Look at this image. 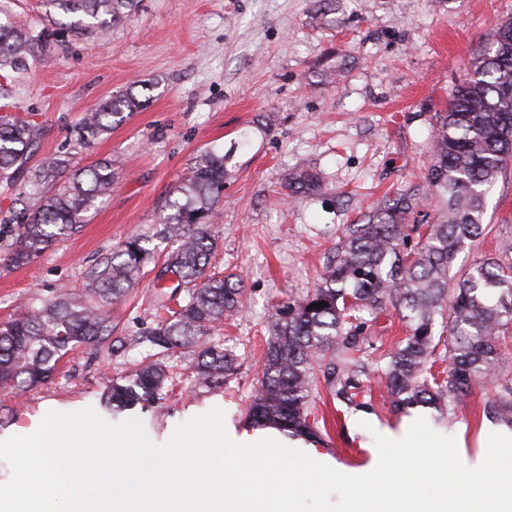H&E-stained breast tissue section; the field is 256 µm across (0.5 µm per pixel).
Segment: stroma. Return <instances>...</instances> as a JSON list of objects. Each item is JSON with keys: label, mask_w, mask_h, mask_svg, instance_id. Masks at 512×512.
Returning <instances> with one entry per match:
<instances>
[{"label": "stroma", "mask_w": 512, "mask_h": 512, "mask_svg": "<svg viewBox=\"0 0 512 512\" xmlns=\"http://www.w3.org/2000/svg\"><path fill=\"white\" fill-rule=\"evenodd\" d=\"M511 18L512 0H139L105 36L54 43L15 77L17 101L45 129L37 160L70 149L83 165L111 159L122 176L78 235L38 262L0 268V321L18 302L81 288L85 270L127 236L142 237L163 257L170 245L157 229L178 178L201 152L221 153L222 239L212 269L243 288L240 314L220 332L238 357L237 371L217 391L184 379L149 411L130 414L157 444L215 408L243 435L276 303L317 285L346 225L385 192L418 183L430 162L434 112L490 32ZM130 87L142 108L75 148L83 114ZM302 168L320 174L324 191L281 201L288 174ZM485 221L491 233L461 252L455 267L512 245V165L487 194ZM152 279L145 272L111 308L123 350L103 359L87 347L46 387L22 396L0 390V440L33 433L51 411L90 408L106 416L108 378L131 372L149 353L134 338L154 320ZM360 318L370 365L363 384L373 406L355 409L317 380L312 398L323 442L316 451L325 464L367 474L379 459L375 434L401 437L420 417L443 435L465 426L459 455L480 464L485 406L499 394L497 383L449 404L442 422L429 409L396 414L380 370L405 326L391 309ZM368 421L373 429H365Z\"/></svg>", "instance_id": "obj_1"}]
</instances>
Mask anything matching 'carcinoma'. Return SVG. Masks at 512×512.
Masks as SVG:
<instances>
[{
    "mask_svg": "<svg viewBox=\"0 0 512 512\" xmlns=\"http://www.w3.org/2000/svg\"><path fill=\"white\" fill-rule=\"evenodd\" d=\"M83 20L50 17L34 33L0 25V71L27 69L62 34L89 38L120 22L136 0H46ZM11 90L0 85V186L12 191L11 206L0 211V264L29 265L60 241L78 234L86 214L112 190V161L78 166L66 152L33 165L44 131L32 112H12ZM141 101L128 91L85 114L78 145L88 146L112 129V117L135 112ZM431 163L424 185L384 197L356 224L342 232L320 282L305 298L277 306L268 328L263 369L251 395L246 421L255 429H276L292 439L322 443L314 420L311 389L325 367L327 387L344 402L366 405L360 377L368 374L353 313L380 314L392 308L407 336L388 354L384 384L397 411L417 406L445 413L472 386L493 378L501 360L500 334L512 326V257H490L458 275L448 273L459 252L489 232L484 223L485 190L512 163V21L498 25L479 53L464 65L448 102L433 114ZM224 188V156L201 153L174 187V213L161 221L162 238L172 244L154 265L158 288L176 283L171 296L184 293L176 308L144 327L137 343L156 359L129 375L110 378L102 395L116 418L140 403L165 399L173 366L165 356L177 350L193 358L198 386L221 388L237 369L236 355L211 333L240 312V283L210 272L220 241L216 204ZM322 190L318 173L288 176L290 201ZM154 261L140 237L125 238L88 268L83 290L59 288L38 302L17 307L0 323V389L27 393L52 382L59 363L89 346L122 348L112 340L111 305L133 289ZM325 301L327 306L310 308ZM444 347L448 376L435 370L436 350ZM490 410L512 428V386Z\"/></svg>",
    "mask_w": 512,
    "mask_h": 512,
    "instance_id": "carcinoma-1",
    "label": "carcinoma"
}]
</instances>
